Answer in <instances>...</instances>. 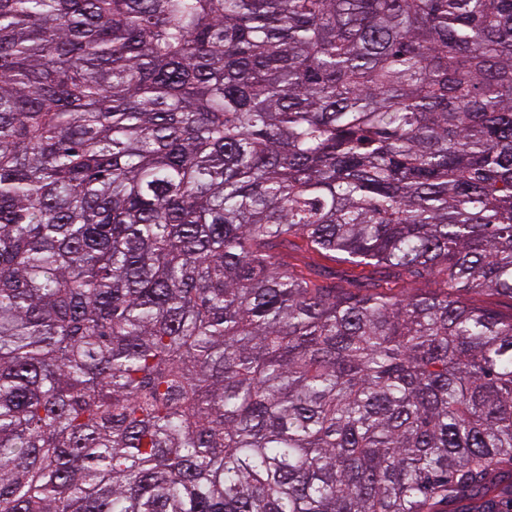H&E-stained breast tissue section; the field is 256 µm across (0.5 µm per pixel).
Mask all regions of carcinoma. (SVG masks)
I'll use <instances>...</instances> for the list:
<instances>
[{
	"label": "carcinoma",
	"mask_w": 512,
	"mask_h": 512,
	"mask_svg": "<svg viewBox=\"0 0 512 512\" xmlns=\"http://www.w3.org/2000/svg\"><path fill=\"white\" fill-rule=\"evenodd\" d=\"M480 291L512 0H0V512H502ZM288 263L297 267L298 269H304V264H313L324 267L336 268V270L345 269L348 266L341 265L337 261L336 263L328 257L319 255L309 254L304 251V248H300L296 251L288 252Z\"/></svg>",
	"instance_id": "carcinoma-1"
}]
</instances>
